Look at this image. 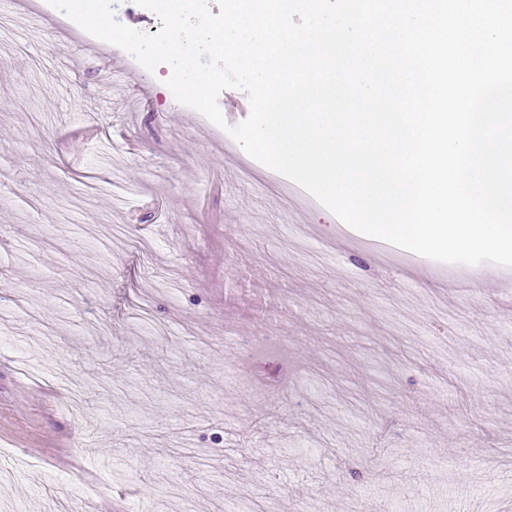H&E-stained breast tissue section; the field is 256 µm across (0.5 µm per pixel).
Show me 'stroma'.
I'll return each mask as SVG.
<instances>
[{
	"label": "stroma",
	"instance_id": "obj_1",
	"mask_svg": "<svg viewBox=\"0 0 512 512\" xmlns=\"http://www.w3.org/2000/svg\"><path fill=\"white\" fill-rule=\"evenodd\" d=\"M18 2L0 512H512V267L322 219L168 65Z\"/></svg>",
	"mask_w": 512,
	"mask_h": 512
}]
</instances>
